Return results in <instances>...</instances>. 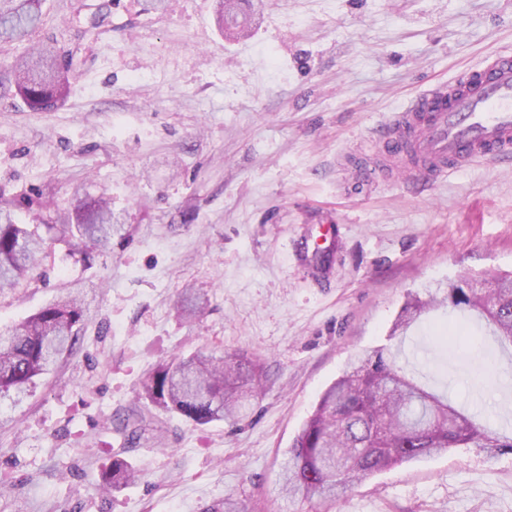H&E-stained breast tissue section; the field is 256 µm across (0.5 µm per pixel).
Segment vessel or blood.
<instances>
[{"label":"vessel or blood","instance_id":"1","mask_svg":"<svg viewBox=\"0 0 512 512\" xmlns=\"http://www.w3.org/2000/svg\"><path fill=\"white\" fill-rule=\"evenodd\" d=\"M375 147L390 166H410L423 180L480 160L511 159L512 49L397 108Z\"/></svg>","mask_w":512,"mask_h":512}]
</instances>
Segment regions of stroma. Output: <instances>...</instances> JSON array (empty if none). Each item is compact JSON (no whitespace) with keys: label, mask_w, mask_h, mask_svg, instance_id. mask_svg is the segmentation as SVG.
I'll return each instance as SVG.
<instances>
[{"label":"stroma","mask_w":512,"mask_h":512,"mask_svg":"<svg viewBox=\"0 0 512 512\" xmlns=\"http://www.w3.org/2000/svg\"><path fill=\"white\" fill-rule=\"evenodd\" d=\"M215 0H46L32 44L73 58L72 91L34 112L0 85V196L23 224L105 196L131 240L85 266L56 254L0 296V330L84 282L91 315L75 355L30 392L0 397V512H301L280 461L355 354L388 347L452 403L512 425V351L495 336L457 355L431 310L400 337L408 297L512 271V162L424 184L356 166L394 109L512 48V0H264L250 37L225 39ZM101 23L93 38L82 30ZM341 226L329 265L310 251ZM209 304L181 320L184 289ZM241 349L272 378L237 428L161 414L128 445L114 425L142 378L176 353ZM144 471L99 486L115 453ZM329 512H512V454L463 448L358 484Z\"/></svg>","instance_id":"35a3bbf8"}]
</instances>
